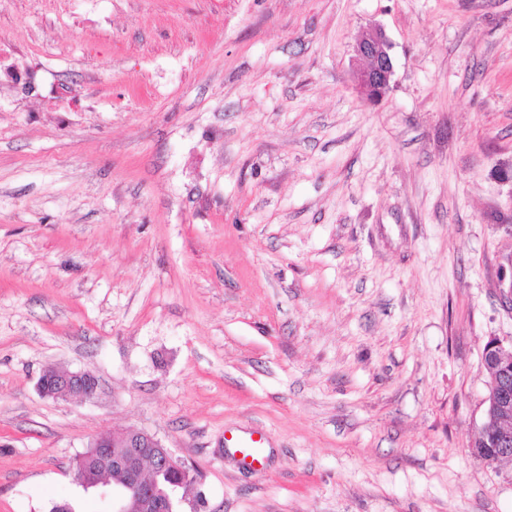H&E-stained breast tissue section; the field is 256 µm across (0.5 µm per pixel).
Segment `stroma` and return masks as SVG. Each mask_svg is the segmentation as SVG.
<instances>
[{
    "label": "stroma",
    "instance_id": "stroma-1",
    "mask_svg": "<svg viewBox=\"0 0 512 512\" xmlns=\"http://www.w3.org/2000/svg\"><path fill=\"white\" fill-rule=\"evenodd\" d=\"M511 277L512 0H0V512H112L73 462L121 429L201 512H512ZM391 43L384 30L372 29L355 47L358 57L368 60L366 68L355 75V86L360 96L369 103L384 100L392 89L394 63ZM483 362L490 382L488 408L480 433L488 435L491 451L485 462L493 464L512 458V341L505 345L503 341L491 338L484 347ZM481 434L473 443L475 448H487ZM49 377L42 375L38 382L37 388L41 394L49 398H67L78 399L81 401L94 399L99 391V381L91 373L85 371L66 372L63 375L54 377L53 388L47 387ZM59 388L61 392L56 393ZM228 441L240 454L243 465L257 470L263 468L266 437L262 432L252 431L246 435L233 434Z\"/></svg>",
    "mask_w": 512,
    "mask_h": 512
}]
</instances>
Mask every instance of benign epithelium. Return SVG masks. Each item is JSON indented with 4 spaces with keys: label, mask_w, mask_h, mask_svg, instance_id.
Instances as JSON below:
<instances>
[{
    "label": "benign epithelium",
    "mask_w": 512,
    "mask_h": 512,
    "mask_svg": "<svg viewBox=\"0 0 512 512\" xmlns=\"http://www.w3.org/2000/svg\"><path fill=\"white\" fill-rule=\"evenodd\" d=\"M358 57L368 60V66L355 75V86L360 96L369 103L384 100L392 89L394 63L391 43L384 30L372 29L355 47ZM483 362L493 370L490 375L488 408L480 433L488 437L491 451L485 458L489 464L512 458V343L492 338L484 347ZM56 385L47 387V377L37 382L41 394L49 398H95L99 381L85 371L67 372L54 377ZM90 451L79 455L87 476L94 484L108 485L100 476L103 469L124 475V481L112 487V512H175L182 504L176 495L159 498L152 483L145 479L146 467L157 471L171 468L179 472L181 483L191 479L190 468L176 458L156 436L144 431H123L94 440Z\"/></svg>",
    "instance_id": "obj_1"
}]
</instances>
